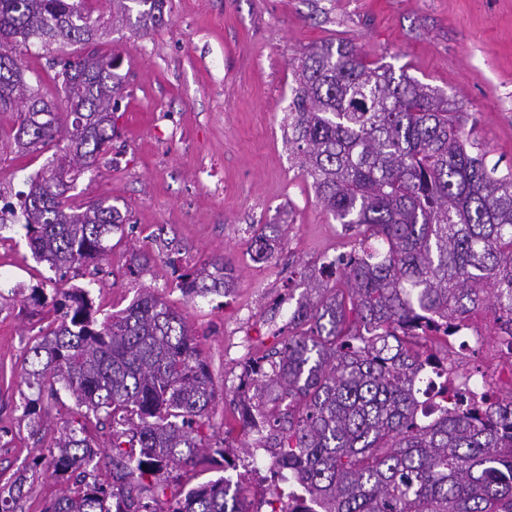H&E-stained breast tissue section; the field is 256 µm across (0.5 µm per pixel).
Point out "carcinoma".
Segmentation results:
<instances>
[{
	"label": "carcinoma",
	"instance_id": "1",
	"mask_svg": "<svg viewBox=\"0 0 512 512\" xmlns=\"http://www.w3.org/2000/svg\"><path fill=\"white\" fill-rule=\"evenodd\" d=\"M95 0H0V112L18 113L9 141L21 154L53 151L29 177L11 219L32 254L56 272L99 262L125 217L103 199L69 204L81 174L108 152L118 58L95 48L105 21ZM147 31L166 0H110ZM79 43L60 58L66 104L41 98L17 63L32 45ZM284 125L316 198L351 232V250L321 263L315 299L298 303L282 347L253 358L237 388L245 428L266 432L288 512H512V395L480 385L477 368L454 402L425 416L422 380L437 375L422 350L477 311L494 313L496 342L512 347V171L472 151L448 98L356 47L322 44L298 62ZM266 225L256 254L269 256ZM376 239L382 250L366 243ZM232 263L185 269L191 298L226 295ZM56 326L29 349L24 411L48 415L61 385L83 416L112 431V481L92 477L97 444L72 428L34 465L83 479L47 512H160L165 487L146 482L193 461L194 427L215 391L183 317L152 291L100 317L90 290L54 289ZM131 424L114 429L117 420ZM128 436L129 449L120 438ZM165 512H251L248 490L226 477L190 489Z\"/></svg>",
	"mask_w": 512,
	"mask_h": 512
}]
</instances>
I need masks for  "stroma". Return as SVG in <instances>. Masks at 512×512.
Instances as JSON below:
<instances>
[{
    "label": "stroma",
    "instance_id": "35a3bbf8",
    "mask_svg": "<svg viewBox=\"0 0 512 512\" xmlns=\"http://www.w3.org/2000/svg\"><path fill=\"white\" fill-rule=\"evenodd\" d=\"M169 20L142 33L114 15L97 49L121 58L116 134L105 159L85 171L74 204L109 200L125 218L99 266L66 274L33 257L20 227L0 230V490L27 475L16 512H45L64 483L36 467L80 416L67 391L43 420L23 412L31 394L25 358L49 330L51 304L32 298L89 288L102 312L119 313L151 288L183 317L210 371L216 399L198 425L206 451L160 473L167 501L219 477L250 490L269 512L288 482L275 479L263 433L242 429L237 387L243 365L278 350L308 271L349 250L351 237L317 200L283 133L297 63L313 46L354 45L366 63L392 66L447 96L463 133L500 172L512 170V0H168ZM31 46L20 63L40 96L60 102L53 58ZM51 152L20 155L0 141V200L16 201ZM267 225L272 256L257 259L252 227ZM230 257L228 295L190 298L175 268ZM224 448L231 468L212 462Z\"/></svg>",
    "mask_w": 512,
    "mask_h": 512
}]
</instances>
